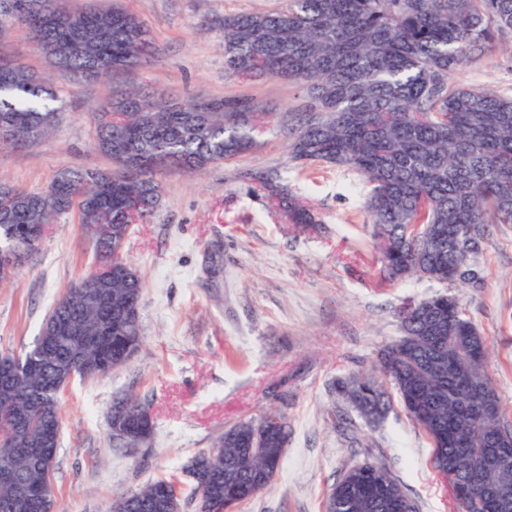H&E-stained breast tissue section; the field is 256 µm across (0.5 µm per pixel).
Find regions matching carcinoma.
<instances>
[{"mask_svg":"<svg viewBox=\"0 0 512 512\" xmlns=\"http://www.w3.org/2000/svg\"><path fill=\"white\" fill-rule=\"evenodd\" d=\"M38 17L22 13L0 16V37L17 29L51 59L53 74L39 79L30 70L0 57V123L10 120L18 133L0 140V149H24L64 122L65 113L51 105L59 79L74 85L102 81L106 63L127 70L153 63L159 49L143 22L114 4L103 9L91 2L70 10L62 0H43ZM58 13L77 16L68 28L53 22ZM224 76L277 78L298 84L306 104L282 115L263 112L247 99L221 100L220 112L196 111V99L181 100L182 110L168 108L171 97L133 88L100 105L112 121L96 122L94 148L112 161V171L64 167L49 186L30 192L0 184V251L32 261L39 241L26 229H47L69 212L94 236L96 253L112 255L127 226L146 221L157 206L156 175L177 167L201 172L255 146L252 132L276 119L288 134V161L297 167H329L357 176L367 188L366 223L380 246V277L389 283L410 276L432 280L448 266L472 271L473 261L489 243L491 226L512 224V95L486 87L462 86L451 73L488 54L512 35V0H287L270 13L226 14ZM251 179L273 201L289 224L312 226L319 219L306 198L282 184L281 172L266 169ZM112 211V235H96L97 205ZM444 243L427 246L429 240ZM144 281L136 269L127 279L106 278L87 289L84 298L69 288L56 301L51 317L67 319L81 335H92L107 318L117 319L132 296L142 297ZM401 348L387 347L379 374L389 379L410 419L432 442L433 455L457 454L439 441L434 424L453 422L469 442L463 468L479 461L487 435L506 425L505 412L478 422L448 392L452 375L428 348L433 324L444 327L446 344L464 353L475 342H487L467 319L454 295L434 294L400 310ZM142 323L130 336H114L109 351L75 352L61 341L49 353L37 338L27 352L12 357L11 379L0 382V468L8 466L19 483L53 485V474L12 448L32 440L36 430L22 416L45 415L62 422L60 393L75 377L79 363L103 364L112 350L138 354ZM470 370L495 396L483 360ZM432 403L430 420L408 406L414 392ZM333 393L369 424L382 421L390 409L385 385L367 374L333 384ZM127 416L138 422L148 404L127 395ZM266 428L262 448L282 461L291 434L287 414L270 408L255 420L224 429L215 447L213 469L196 459L187 466L200 498H224V478L252 481L260 458H245L256 430ZM488 483L512 487V465L488 472ZM174 481L157 479L118 497L110 512H171L169 506L146 505L159 487ZM417 502L395 477L376 487L350 469L328 490L329 512H395L394 500Z\"/></svg>","mask_w":512,"mask_h":512,"instance_id":"carcinoma-1","label":"carcinoma"}]
</instances>
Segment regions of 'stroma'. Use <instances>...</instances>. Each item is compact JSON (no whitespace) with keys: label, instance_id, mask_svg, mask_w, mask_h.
<instances>
[{"label":"stroma","instance_id":"obj_1","mask_svg":"<svg viewBox=\"0 0 512 512\" xmlns=\"http://www.w3.org/2000/svg\"><path fill=\"white\" fill-rule=\"evenodd\" d=\"M120 2L160 47L149 68L103 83L56 82L67 119L23 150H0V183L43 190L59 169L111 168L93 148L98 103L131 87L175 98H246L270 112L297 109V85L275 78L224 75V37L212 19L272 12L286 0H96ZM452 80L512 94V49L500 47L457 70ZM255 148L198 175L163 171L161 199L146 223L133 225L121 254L142 273L143 346L130 365L102 378L74 379L61 394L63 428L53 475L55 512H106L113 496L172 477L197 512L186 472L226 427L255 419L287 392L292 435L270 486L242 512H323L326 490L344 470L385 464L419 512H454L434 471L425 432L392 403L385 419L353 423L359 447L332 421L337 379L371 371L379 351L401 336L407 302L444 292L410 278L388 283L365 222L364 196L351 176L288 161L276 124L255 133ZM285 170L289 186L312 204L320 223L303 231L284 222L247 175ZM92 239L74 214L50 225L35 261L0 282V354L30 349L59 296L93 267ZM477 282L460 287L466 316L490 343L487 370L512 421V224H499L475 259ZM135 393L150 405L149 447L112 445L107 412L114 397Z\"/></svg>","mask_w":512,"mask_h":512}]
</instances>
